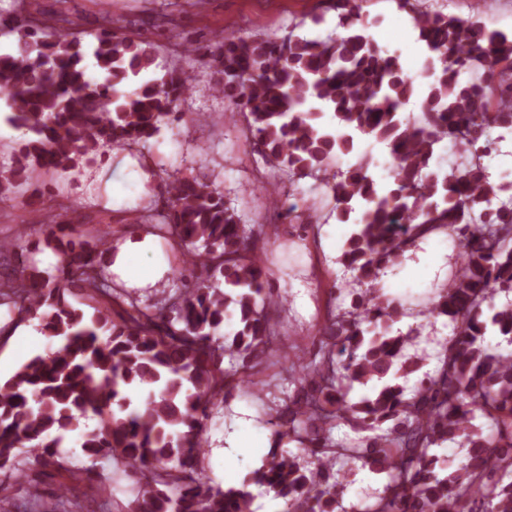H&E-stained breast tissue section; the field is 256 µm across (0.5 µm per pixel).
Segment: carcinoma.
<instances>
[{
  "instance_id": "carcinoma-1",
  "label": "carcinoma",
  "mask_w": 512,
  "mask_h": 512,
  "mask_svg": "<svg viewBox=\"0 0 512 512\" xmlns=\"http://www.w3.org/2000/svg\"><path fill=\"white\" fill-rule=\"evenodd\" d=\"M361 0H334L340 31L326 40L289 32L280 42L228 35L212 63L214 92L246 121L252 142L288 184L319 180L340 224L354 225L340 261L367 285L363 298L332 315L319 338V361L292 363V393L269 418L267 462L240 487L210 485L201 466L204 420L230 389L274 356L278 331L271 310L279 300L272 273L251 257L257 241L226 206L214 178L179 172L162 177L166 201L143 225L174 239L191 256L176 265L174 294L142 308L113 295L106 254L112 228L60 220L47 225L43 245L57 258L56 274L0 240L10 272L0 277V307L14 325L38 319L59 342L0 379V470L19 457L60 456L62 433L82 418L98 425L82 437L91 467L116 461L134 480L132 512H251L250 486L264 487L283 512H336L339 461H356L383 477L382 490L353 512H512V197L500 199L485 158L512 136V33L489 29L479 16L460 19L398 0L413 21L431 82L418 88L399 57L358 24ZM67 19L36 22L0 13V32L14 48L0 54V95L24 138L13 164L0 170V203L37 187L44 175L78 170L114 144L144 146L161 129L193 124L180 105L193 77L173 70L153 75L157 50L147 37H118L119 20L90 46ZM92 54L102 79L88 73ZM425 93L416 123L404 107ZM384 144L394 160L382 184L360 155L361 143ZM446 140L470 155L444 169L436 162ZM352 158L344 171L334 160ZM439 230L459 242L456 270L422 314L454 325L440 367L407 393L398 379L419 369L405 358L407 337L392 326L396 301L378 279L418 239ZM94 309L91 318L68 296ZM233 331L220 334L225 322ZM229 357L231 368L224 367ZM356 384L371 385L359 401ZM149 390L134 404L129 388ZM490 421L485 435L474 424ZM341 424L378 434L334 441ZM460 439L463 462L443 463L436 451ZM296 443L316 463L310 469L282 447Z\"/></svg>"
}]
</instances>
